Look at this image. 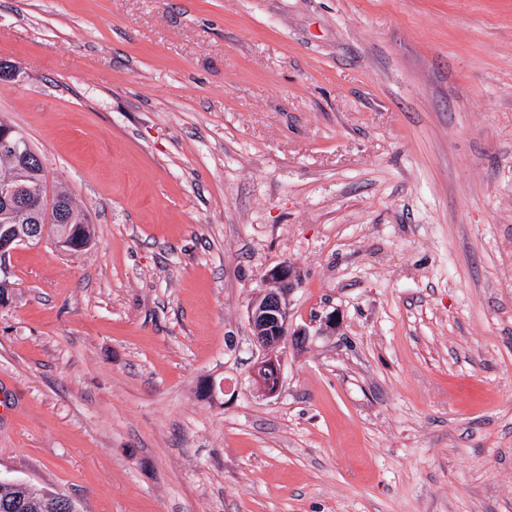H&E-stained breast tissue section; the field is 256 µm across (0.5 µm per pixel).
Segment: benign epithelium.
Masks as SVG:
<instances>
[{
    "label": "benign epithelium",
    "instance_id": "1",
    "mask_svg": "<svg viewBox=\"0 0 512 512\" xmlns=\"http://www.w3.org/2000/svg\"><path fill=\"white\" fill-rule=\"evenodd\" d=\"M0 153L12 160V171L0 178V218L6 224L0 227V261H6L11 252L22 245L39 244L48 237L45 224H26L18 227L9 223L18 210H26L43 218L45 199L41 192L24 183V164L28 154L11 124L0 125ZM72 205L58 197L54 205V223L58 235L55 246L66 250L64 224L71 219ZM268 280L275 287L256 297L249 308V322L255 343L261 348L251 372L253 384L264 396H275L280 387L283 349L291 335L288 327V292L300 283V274L290 265L281 264L268 272Z\"/></svg>",
    "mask_w": 512,
    "mask_h": 512
}]
</instances>
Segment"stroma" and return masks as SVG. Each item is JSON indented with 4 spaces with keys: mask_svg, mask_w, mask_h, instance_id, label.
I'll return each instance as SVG.
<instances>
[{
    "mask_svg": "<svg viewBox=\"0 0 512 512\" xmlns=\"http://www.w3.org/2000/svg\"><path fill=\"white\" fill-rule=\"evenodd\" d=\"M0 62L94 227L6 261L0 476L79 512H512V0H0ZM73 222L67 231L68 251H77L87 247L93 238L92 227L87 222L85 215H82L73 206ZM275 288L254 299L249 308V322L255 343L261 348L251 372L253 384L264 396H275L280 387L283 349L292 336L288 327V292L300 283V274L290 265L281 264L268 272Z\"/></svg>",
    "mask_w": 512,
    "mask_h": 512,
    "instance_id": "35a3bbf8",
    "label": "stroma"
}]
</instances>
